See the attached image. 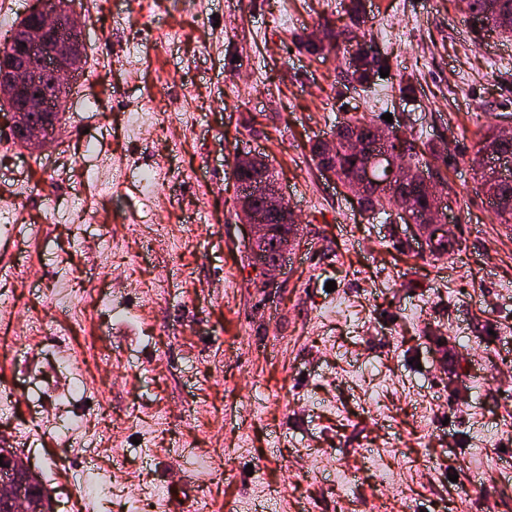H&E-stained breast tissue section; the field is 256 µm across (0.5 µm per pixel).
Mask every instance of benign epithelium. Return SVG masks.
I'll list each match as a JSON object with an SVG mask.
<instances>
[{
    "label": "benign epithelium",
    "mask_w": 512,
    "mask_h": 512,
    "mask_svg": "<svg viewBox=\"0 0 512 512\" xmlns=\"http://www.w3.org/2000/svg\"><path fill=\"white\" fill-rule=\"evenodd\" d=\"M25 54H36L42 58L45 68L32 70L17 57L13 63L0 69V96L15 101L10 109L0 115L6 117L7 125L15 138L27 148L39 150L55 135L53 129L41 119L47 111L49 99L62 97L64 80L76 65V55L83 52L80 27L73 17L71 0H55L47 7L37 0L34 7L23 17L15 30ZM402 135L382 127L376 128V145L387 159L391 170L379 184V192L389 196L396 184L412 177V171L402 166L395 158L394 146ZM260 156L244 152L234 161L233 176L237 184L236 208L238 217L247 227L244 249L252 266L263 278L280 269L288 255L290 245L272 241V249L261 250L257 244L272 235L271 227L279 219L298 222L294 210L285 201L280 183L271 172L259 166ZM251 176H245V173ZM445 210L438 206L428 215L427 223L417 224L409 208L401 211L403 223L427 241L432 236H447L448 225ZM0 502L6 504L8 512H36L37 498L47 502L49 493L38 474L17 448L0 450Z\"/></svg>",
    "instance_id": "benign-epithelium-1"
}]
</instances>
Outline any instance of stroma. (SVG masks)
<instances>
[{
    "mask_svg": "<svg viewBox=\"0 0 512 512\" xmlns=\"http://www.w3.org/2000/svg\"><path fill=\"white\" fill-rule=\"evenodd\" d=\"M130 2L75 0L87 63L109 67L68 95L49 148H0V388L16 396L0 440L56 512H512V230L472 163L486 124L512 118V39L459 0H151L146 28ZM359 46L379 66L364 81ZM138 113L169 122L135 138ZM386 113L439 151L445 255L313 157L340 123ZM240 149L299 219L268 282L244 256ZM160 167L181 181L152 189ZM56 206L81 223H52ZM63 273L81 314L44 293ZM97 481L112 493L87 502Z\"/></svg>",
    "mask_w": 512,
    "mask_h": 512,
    "instance_id": "1",
    "label": "stroma"
}]
</instances>
